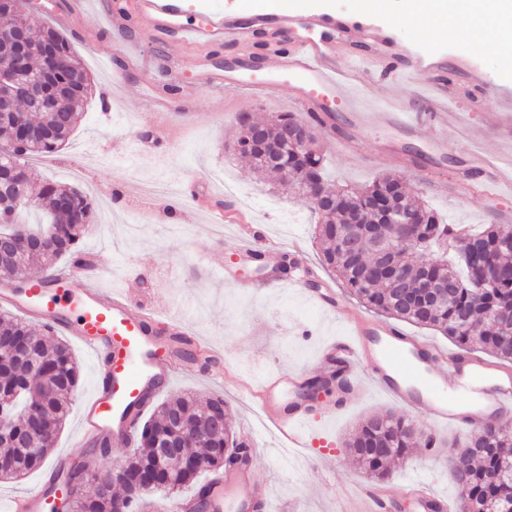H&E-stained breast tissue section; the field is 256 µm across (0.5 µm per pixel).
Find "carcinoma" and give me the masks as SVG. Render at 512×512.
<instances>
[{"instance_id":"carcinoma-1","label":"carcinoma","mask_w":512,"mask_h":512,"mask_svg":"<svg viewBox=\"0 0 512 512\" xmlns=\"http://www.w3.org/2000/svg\"><path fill=\"white\" fill-rule=\"evenodd\" d=\"M28 35L35 47L50 48L46 57L34 54V72L28 79L38 83L40 70L49 71L43 87L55 99L56 110L41 112L36 120L26 112L17 113L35 131L36 140L22 155L0 153L4 181L15 167L28 170L31 159L66 144L92 91L88 73L54 26L30 28ZM305 128L293 114L282 112L260 125L259 140L238 135L233 147L258 160L285 186L303 193L308 184H316L322 200L311 202V207L318 216L315 239L321 246V264L370 311L433 329L462 352L487 353L495 364L511 367L512 344L506 337L512 331V238L503 235V225L486 224L470 234L446 224L390 174L359 191L336 190L325 177L327 159ZM289 130L301 134L295 147L285 140ZM41 199L54 226L52 239L27 255L1 256L0 278L20 279L33 267L51 272L57 261L78 253L91 224V202L79 189L53 183L43 185ZM376 199L414 214L417 224L410 238L418 242L417 250L403 247L405 235L398 225L387 222L386 212L368 209ZM351 210L365 212L375 231L369 232L366 224L347 223ZM469 248L480 254L482 264L474 265L462 254ZM49 336V329L37 331L15 314L0 315V427L6 430L0 436V459L11 464L0 471V481L20 479L45 465L80 384V366L70 348ZM222 412L220 396L203 404L191 394L162 402L139 428L124 469L130 477L147 478L152 488L135 497L103 494L99 479L89 482L81 466H71L56 475V481L82 489L67 503L68 510L142 512L152 494L170 498L202 473L234 463L240 442L231 426L209 430L210 419ZM155 439L173 443L184 457L158 460ZM420 444L433 448L436 439L416 436L412 424L388 411L366 418L345 441L356 462L378 480L385 478L394 459L408 456ZM500 468L512 470V436L495 425L471 432L465 450L450 465L459 503L466 504L467 512H512V474L496 485L485 480L488 471Z\"/></svg>"}]
</instances>
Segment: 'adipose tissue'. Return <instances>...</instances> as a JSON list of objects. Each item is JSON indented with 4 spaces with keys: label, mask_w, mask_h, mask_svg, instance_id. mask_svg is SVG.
<instances>
[{
    "label": "adipose tissue",
    "mask_w": 512,
    "mask_h": 512,
    "mask_svg": "<svg viewBox=\"0 0 512 512\" xmlns=\"http://www.w3.org/2000/svg\"><path fill=\"white\" fill-rule=\"evenodd\" d=\"M422 40H431L443 28H464L463 39L473 42L482 22L496 24V39L505 58H512V0H424Z\"/></svg>",
    "instance_id": "adipose-tissue-1"
}]
</instances>
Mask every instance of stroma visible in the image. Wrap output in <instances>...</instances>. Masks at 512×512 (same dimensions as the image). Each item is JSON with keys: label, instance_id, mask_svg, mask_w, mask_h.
<instances>
[{"label": "stroma", "instance_id": "stroma-1", "mask_svg": "<svg viewBox=\"0 0 512 512\" xmlns=\"http://www.w3.org/2000/svg\"><path fill=\"white\" fill-rule=\"evenodd\" d=\"M269 1L302 15L333 14L354 27H372L379 36L404 43L415 53L443 57L447 77H457L463 68H479L491 77L478 93L449 94L452 118L448 125L424 126L398 135L400 152L396 155L381 149L380 134L368 133L359 137V158H349L336 145L344 119H337L333 130L314 125L317 146L327 158L326 175L336 187L359 188L376 176L395 173L406 190L444 222L471 229L495 222L498 212L512 208V195L501 199L454 196L445 184L446 178L464 172L473 149L512 165V112L498 109L501 99H512V70H505L500 62L491 33H480L479 44L471 45L444 30L431 43H424L417 34L414 0H381L382 8L375 13L366 10L367 0H248L254 7ZM397 13L407 16L405 25L392 24ZM95 40L91 49L75 40L70 43L91 75L94 94L68 143L33 162V188L47 181L85 192L92 200L94 219L81 248L98 255L102 286L122 290L133 302L163 316L182 312L187 329L210 346L223 369L222 379L180 376L164 396H223L234 431L240 434L250 429L256 435L253 468L260 484L270 491V512H298L302 501L307 512H342L362 488L373 483L353 463L344 441L374 413L393 411L422 425L425 412L406 409L376 391L367 392L340 412L335 409L336 398L326 397L311 410L316 418L312 447L301 451L280 447L275 433L262 424L247 387L264 379L268 370L265 360L272 354L284 365L314 368L323 344L342 333V323L323 313L288 282L261 293L243 288V281L264 278V271L255 267L242 272L241 284L221 282L215 270L235 243V225L215 233L204 214L195 209L164 217L165 200L147 199L143 192L149 181L174 189L191 182L200 189L205 179L228 178L236 182L238 192L219 194L211 202L213 208H243L249 227H261L266 236L283 243L298 244L312 264H319L315 219L307 200L301 193L283 189L271 175L253 168L228 147L237 134L239 116L246 114L261 121L289 111L287 91L263 101L232 92H201L196 117L179 112L169 116L173 146L155 156H136L130 147L142 131L143 80L135 73L127 75L123 100L113 104L111 118H104L103 84L118 44L112 34L102 30ZM475 98L481 103L477 111L471 108ZM436 138L447 141V156L431 150L430 143ZM271 196L284 208L299 213L301 223L281 224L278 214L266 205ZM77 424V413H70L55 439L53 454L68 453L70 462L85 463L88 471L101 476L124 464L129 451L121 446L105 456L72 447ZM433 457L425 449H416L409 459L395 463L390 481L427 479L437 493L455 500L451 477L436 475Z\"/></svg>", "mask_w": 512, "mask_h": 512}]
</instances>
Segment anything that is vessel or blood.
<instances>
[{"label": "vessel or blood", "mask_w": 512, "mask_h": 512, "mask_svg": "<svg viewBox=\"0 0 512 512\" xmlns=\"http://www.w3.org/2000/svg\"><path fill=\"white\" fill-rule=\"evenodd\" d=\"M91 25L107 18L108 27L120 38L119 63L107 86L110 99L124 93V72L142 74L151 92L144 108L156 122L159 143L172 139L164 116L179 110L191 112L201 91L234 92L256 99L267 98L287 88L289 99L301 115L327 125L335 113H343L352 132L385 131L391 134L417 130L421 124L438 125L448 120V82L439 60L408 62L397 45L384 39L373 41L372 53L347 50L354 29L328 14L299 18L288 9L276 12L214 6L196 18L188 17L186 0H129L126 7L103 11L76 0ZM312 29L332 30L336 39H298V23ZM275 41L272 59H259L244 67L228 62L213 69L198 63L183 66L187 49L208 50L223 42L248 54L262 38ZM377 68L393 85L395 93L383 107L370 106L359 93L360 65ZM418 80L432 85L435 93L423 111L415 112L401 93L402 86ZM350 136L341 140L343 150L357 157ZM470 165L489 171V178L474 185V192L497 194L502 185L512 184V171L488 166L481 152H472ZM241 263L261 258L276 263L291 258L294 287L320 309L341 314L346 334L324 344L321 366L342 370L349 385L340 398L349 407L369 389H377L409 407L424 409L430 430L475 429L494 417L512 412V370L485 359L455 353L445 354L429 342L396 325L359 312H347L335 289L319 287V275L298 246H283L264 239L262 246L241 241L235 247ZM98 265L93 255L80 254L76 264L62 274L33 280L24 288L0 283V306L21 313L29 320L80 343L92 356L96 385L83 403L76 446L105 439L126 445L137 430L150 402L180 373L199 372L195 361L182 360L178 342L189 338L182 320L159 319L149 308L135 304L120 292L100 287ZM306 378L305 369L278 366L265 377L255 395L265 415L288 446L309 447L313 433L308 412L296 400ZM210 512H253L270 508L269 492L255 480L249 462L225 468L207 481ZM371 512H389L391 501L406 497L420 512H448L447 500L426 483L412 481L403 486L373 487L363 492ZM45 485H37L19 496L0 501V512H45Z\"/></svg>", "instance_id": "vessel-or-blood-1"}]
</instances>
